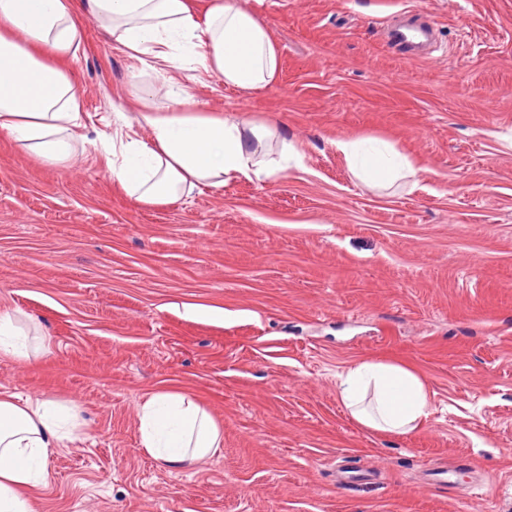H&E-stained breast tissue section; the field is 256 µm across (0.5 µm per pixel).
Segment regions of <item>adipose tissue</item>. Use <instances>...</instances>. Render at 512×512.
Listing matches in <instances>:
<instances>
[{"label":"adipose tissue","instance_id":"obj_1","mask_svg":"<svg viewBox=\"0 0 512 512\" xmlns=\"http://www.w3.org/2000/svg\"><path fill=\"white\" fill-rule=\"evenodd\" d=\"M85 13L138 60L200 69L242 92L278 79L279 48L239 0H0V134L44 164L68 165L76 157L82 116L70 64ZM154 95L152 86H141L146 112L112 132V181L139 206L173 204L202 186L262 181L302 164L299 145L285 139L276 122L185 107L154 112ZM269 138L280 139L281 150L267 159L263 143ZM333 147L370 187L415 181L421 173L387 142L342 136ZM32 350L22 318L1 312L0 357L27 359ZM336 379L351 418L372 432L411 433L434 411L424 379L406 365L361 360ZM79 420L74 404L0 394V512H35L28 491L45 482L50 450L78 438ZM139 433L143 451L171 470L201 465L223 446L212 415L176 392L145 399Z\"/></svg>","mask_w":512,"mask_h":512}]
</instances>
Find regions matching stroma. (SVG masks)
<instances>
[{
    "label": "stroma",
    "instance_id": "1",
    "mask_svg": "<svg viewBox=\"0 0 512 512\" xmlns=\"http://www.w3.org/2000/svg\"><path fill=\"white\" fill-rule=\"evenodd\" d=\"M280 49L274 86L243 93L191 70L155 74L83 20L73 63L83 132L153 106L283 118L299 168L146 209L112 187L103 150L50 166L0 134V311L48 352L0 359V392L77 403L84 433L47 458L37 512H512V0H240ZM439 28L409 59L383 29ZM388 140L420 183H360L331 142ZM192 303L233 311L189 321ZM390 360L434 411L368 431L336 374ZM192 395L220 424L206 463L142 451L138 409ZM454 466L459 489L429 484ZM372 483L347 487L342 471Z\"/></svg>",
    "mask_w": 512,
    "mask_h": 512
}]
</instances>
